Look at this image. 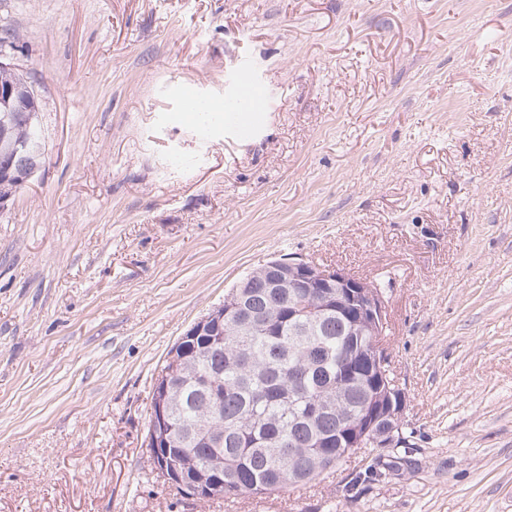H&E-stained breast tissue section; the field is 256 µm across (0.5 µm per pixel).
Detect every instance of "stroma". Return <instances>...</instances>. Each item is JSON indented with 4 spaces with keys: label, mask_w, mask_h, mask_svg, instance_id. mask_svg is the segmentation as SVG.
Wrapping results in <instances>:
<instances>
[{
    "label": "stroma",
    "mask_w": 512,
    "mask_h": 512,
    "mask_svg": "<svg viewBox=\"0 0 512 512\" xmlns=\"http://www.w3.org/2000/svg\"><path fill=\"white\" fill-rule=\"evenodd\" d=\"M0 53L46 156L0 212V512H512V0H0ZM239 57L265 119L201 139ZM276 258L381 288L412 446L184 496L155 379ZM169 386L168 382L164 381L162 384V398L159 400L157 408L152 409V428H151V441L153 447L155 449V453L150 451L151 463L154 466V470L158 472L160 470V466L157 463V455L159 456V462L162 465L165 473V477L163 479H167L168 482H174L173 480L181 478V471L179 468L175 467L173 464L171 465V472L166 471L165 466L167 462L162 458V453L159 448H163L165 451L164 456L168 455L169 449L173 448L175 445L185 444L186 441L184 439L178 438L171 434V430L168 428V413L170 409V401H169ZM173 479V480H171Z\"/></svg>",
    "instance_id": "35a3bbf8"
}]
</instances>
